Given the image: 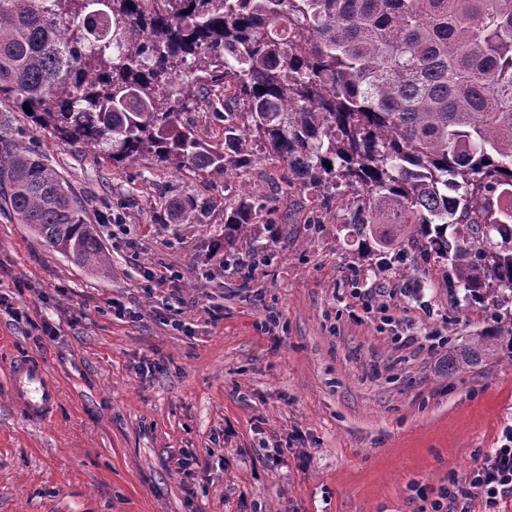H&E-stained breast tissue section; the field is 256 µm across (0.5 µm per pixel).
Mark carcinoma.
Masks as SVG:
<instances>
[{"instance_id": "cac0c4a2", "label": "carcinoma", "mask_w": 512, "mask_h": 512, "mask_svg": "<svg viewBox=\"0 0 512 512\" xmlns=\"http://www.w3.org/2000/svg\"><path fill=\"white\" fill-rule=\"evenodd\" d=\"M221 91L224 141L178 116ZM67 145L143 155L240 183L224 244L277 223L243 186L257 151L285 186L334 182L345 237L368 255L442 261L449 288L512 304V0H0V101ZM0 196L49 250L108 269L63 173L0 124ZM171 224L202 223L190 199ZM448 352V369L512 350V313Z\"/></svg>"}]
</instances>
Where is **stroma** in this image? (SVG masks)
Returning <instances> with one entry per match:
<instances>
[{
	"label": "stroma",
	"instance_id": "stroma-1",
	"mask_svg": "<svg viewBox=\"0 0 512 512\" xmlns=\"http://www.w3.org/2000/svg\"><path fill=\"white\" fill-rule=\"evenodd\" d=\"M0 123L112 227L103 276L0 211V295L31 317L0 318V512H422L416 487L465 483L504 444L512 359L449 370L493 309L451 300L439 264L363 256L309 223L305 190L282 199L288 223L230 250L222 175L73 150L8 100ZM173 195L204 203L201 223H162ZM27 359L58 388L43 423L12 402ZM188 454L211 480L185 476Z\"/></svg>",
	"mask_w": 512,
	"mask_h": 512
}]
</instances>
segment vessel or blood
Returning a JSON list of instances; mask_svg holds the SVG:
<instances>
[{
	"instance_id": "vessel-or-blood-1",
	"label": "vessel or blood",
	"mask_w": 512,
	"mask_h": 512,
	"mask_svg": "<svg viewBox=\"0 0 512 512\" xmlns=\"http://www.w3.org/2000/svg\"><path fill=\"white\" fill-rule=\"evenodd\" d=\"M14 405L32 422L50 419L57 407L58 389L38 361L16 363L10 370Z\"/></svg>"
}]
</instances>
